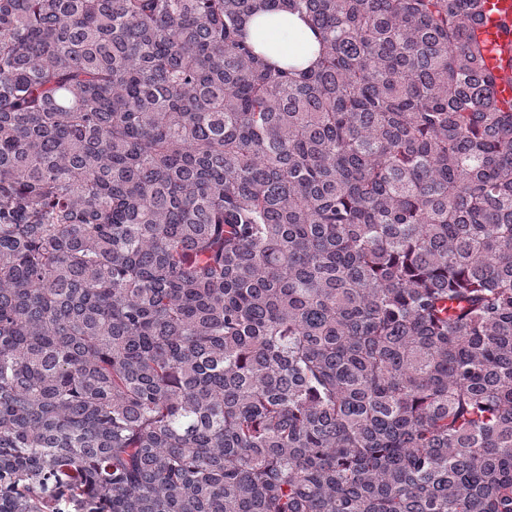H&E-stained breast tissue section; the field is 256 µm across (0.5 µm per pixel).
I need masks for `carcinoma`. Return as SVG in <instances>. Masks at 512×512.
Segmentation results:
<instances>
[{
	"label": "carcinoma",
	"instance_id": "1",
	"mask_svg": "<svg viewBox=\"0 0 512 512\" xmlns=\"http://www.w3.org/2000/svg\"><path fill=\"white\" fill-rule=\"evenodd\" d=\"M482 6L0 0V512H512ZM248 33L256 50L280 66L304 69L318 59L316 38L297 14L259 9L248 23Z\"/></svg>",
	"mask_w": 512,
	"mask_h": 512
}]
</instances>
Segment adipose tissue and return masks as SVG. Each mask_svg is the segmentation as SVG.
Masks as SVG:
<instances>
[{
    "label": "adipose tissue",
    "mask_w": 512,
    "mask_h": 512,
    "mask_svg": "<svg viewBox=\"0 0 512 512\" xmlns=\"http://www.w3.org/2000/svg\"><path fill=\"white\" fill-rule=\"evenodd\" d=\"M248 33L256 50L280 66L304 69L318 59L316 38L299 15L285 10H258L248 23Z\"/></svg>",
    "instance_id": "1"
}]
</instances>
